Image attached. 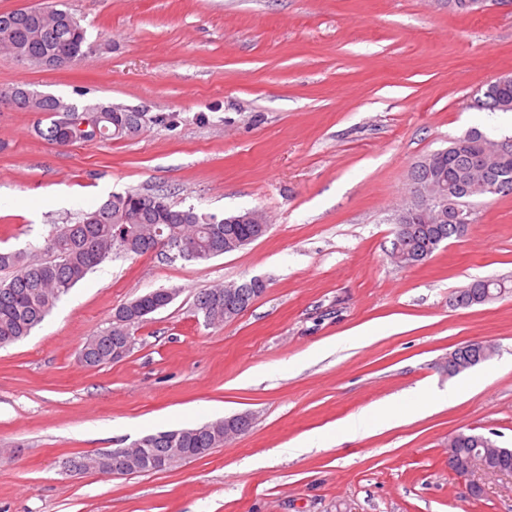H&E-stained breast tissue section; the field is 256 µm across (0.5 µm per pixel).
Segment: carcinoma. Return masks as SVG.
<instances>
[{
    "instance_id": "cac0c4a2",
    "label": "carcinoma",
    "mask_w": 512,
    "mask_h": 512,
    "mask_svg": "<svg viewBox=\"0 0 512 512\" xmlns=\"http://www.w3.org/2000/svg\"><path fill=\"white\" fill-rule=\"evenodd\" d=\"M10 27L0 28V50L22 63H35L45 54H61L66 65L84 57L91 50L87 44L86 30L70 11L64 0H54L51 5L37 8V14L27 15L10 11ZM490 109L492 102L504 101L512 111V84L501 87L491 83L485 93L477 97ZM86 119L98 122L106 128L101 139H123L126 127L132 123H144L142 112H98L96 106H85ZM63 118L52 116L45 127L39 129L41 137L51 144L68 145L81 141L80 136L68 140L60 130ZM489 144L475 140L464 150L438 160L429 170L415 163L410 173V187L444 175L448 184L458 190L457 207L468 213L471 200L485 197L469 191L466 183L473 180L471 171L479 152H485V164L490 167L487 178L501 172L512 178V156L497 158L488 150ZM99 220L85 223L80 218L51 234L40 247L0 251V271L9 269L13 276L0 280V347L15 343L31 334L44 320L60 296L82 281L95 267L113 254L145 255L157 252L165 257H184L180 246L184 245L200 253L198 260L207 261L241 249L261 237L267 224H242L231 215L222 219L206 217L193 209L179 208L169 201L166 194L127 192L113 194L93 209ZM467 225L460 224L433 211L426 213L425 220L397 225L395 241L401 242L406 254L422 257L427 261L441 244L465 234ZM504 283L498 280L478 279L458 296L467 301L481 299L489 292H502ZM233 291L224 306L206 312L195 307L208 325L219 326L234 320L265 287L251 279L232 283ZM175 293L169 289H157L123 304L114 313L109 327L89 336L83 342L79 358L88 367H99L116 361L113 350L116 338L132 336L134 331L157 311L169 306ZM483 354L480 343L470 341L458 347L457 359L463 364L477 361ZM231 432H247L252 419L229 417L207 422L192 428L159 431L143 436L151 441L153 455L160 457L169 448H182L187 459L207 456L213 449L224 446V423Z\"/></svg>"
}]
</instances>
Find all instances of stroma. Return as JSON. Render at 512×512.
I'll return each mask as SVG.
<instances>
[{
	"instance_id": "obj_1",
	"label": "stroma",
	"mask_w": 512,
	"mask_h": 512,
	"mask_svg": "<svg viewBox=\"0 0 512 512\" xmlns=\"http://www.w3.org/2000/svg\"><path fill=\"white\" fill-rule=\"evenodd\" d=\"M93 43L59 68L0 53V91L148 115L136 136L67 146L43 115L0 104V247L41 246L115 193H168L219 218L257 209L266 236L208 261L114 255L30 336L0 348V512H512V477L479 496L448 469L449 435L512 448V193L479 205L426 263L391 262L412 166L479 130L478 91L512 73V7L448 0H68ZM173 116L170 125L156 123ZM67 203H59V196ZM265 278L234 320L206 325L197 294ZM477 279L507 290L454 297ZM173 288L125 359L90 368L83 341L122 304ZM370 326L356 345L344 336ZM467 341L493 357L450 377ZM440 395L377 429L370 408ZM240 413L232 446L153 473L69 471L161 430ZM352 420L349 435L336 425Z\"/></svg>"
}]
</instances>
